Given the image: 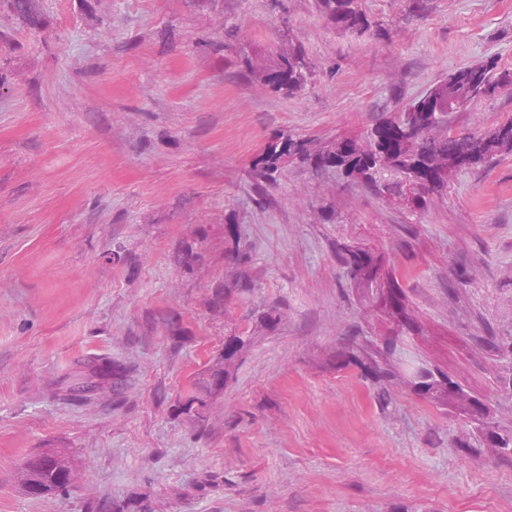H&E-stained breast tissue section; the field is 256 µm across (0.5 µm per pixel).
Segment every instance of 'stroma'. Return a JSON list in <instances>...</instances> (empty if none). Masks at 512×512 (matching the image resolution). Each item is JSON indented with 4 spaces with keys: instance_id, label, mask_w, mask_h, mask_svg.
I'll return each instance as SVG.
<instances>
[{
    "instance_id": "1",
    "label": "stroma",
    "mask_w": 512,
    "mask_h": 512,
    "mask_svg": "<svg viewBox=\"0 0 512 512\" xmlns=\"http://www.w3.org/2000/svg\"><path fill=\"white\" fill-rule=\"evenodd\" d=\"M410 4L361 0L378 24L361 37L318 0H39L35 26L0 7V512H512L495 441L512 431V152L421 206L291 157L265 197L251 176L280 136L363 145L458 69L512 73V0ZM296 45L313 76L273 93L262 70ZM511 120L503 81L448 124ZM347 247L399 279L400 310L350 278ZM232 336L198 428L178 403ZM95 358L130 368L120 402L68 400ZM423 369L480 399L483 425L419 391ZM44 448L79 480L32 497L16 474Z\"/></svg>"
}]
</instances>
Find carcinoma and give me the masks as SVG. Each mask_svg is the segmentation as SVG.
Returning <instances> with one entry per match:
<instances>
[{
  "label": "carcinoma",
  "mask_w": 512,
  "mask_h": 512,
  "mask_svg": "<svg viewBox=\"0 0 512 512\" xmlns=\"http://www.w3.org/2000/svg\"><path fill=\"white\" fill-rule=\"evenodd\" d=\"M8 8L26 19L31 25L38 24L35 8L36 0H6ZM325 15L344 30L362 36L368 32L372 22L359 8L358 0H321ZM273 76L266 82L270 90L285 96L300 93L312 75V65L305 51L294 47L276 60L271 68ZM478 77L471 93L478 97L491 95V69L465 68L448 75L446 81L433 86L426 95L411 103L397 118L379 122L370 132L372 146L368 150H355L346 154L329 153L318 158L314 167H335L347 176L364 181L377 182V174L391 171L395 178L386 179L379 190L388 194H403L412 184L420 186V201L425 196L439 190L444 179L429 181L425 169L436 155H443L448 163L456 166H470L484 162L512 149V122L504 123L484 134L448 131L438 138L432 134L433 128L448 124V89L451 82L464 83ZM286 156H295L305 162L311 159L306 144L291 136L279 137L269 143L253 163V178L257 184L272 186L277 183L281 161ZM180 263L192 268L202 257V248L186 244L178 253ZM344 264L359 275H371L374 260L367 253L348 251L342 255ZM244 345L241 336H233L224 341L222 361L209 368L197 382L181 405V412L192 417L200 427L208 421L210 400L224 390L228 370L224 361L231 360ZM103 363L92 362L96 367ZM112 369L110 389L117 399L128 387V371L121 364H103ZM75 479L72 460L65 448H51L41 454L32 455L21 473V483L31 496H45L67 489Z\"/></svg>",
  "instance_id": "cac0c4a2"
}]
</instances>
